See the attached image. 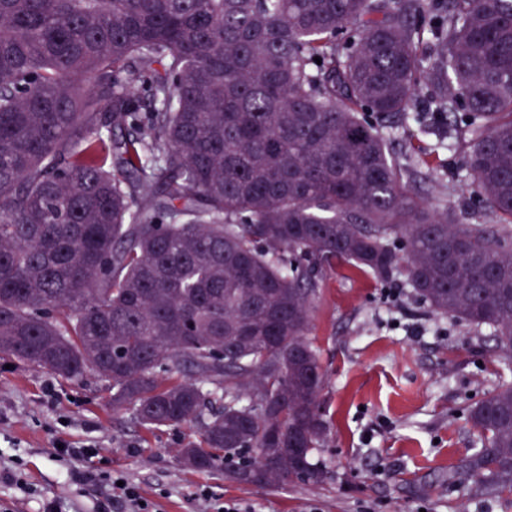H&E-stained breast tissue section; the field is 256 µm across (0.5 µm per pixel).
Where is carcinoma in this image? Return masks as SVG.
Returning <instances> with one entry per match:
<instances>
[{
	"label": "carcinoma",
	"instance_id": "obj_1",
	"mask_svg": "<svg viewBox=\"0 0 512 512\" xmlns=\"http://www.w3.org/2000/svg\"><path fill=\"white\" fill-rule=\"evenodd\" d=\"M397 116L468 134L497 229L414 190ZM337 262L512 355V0H0L1 354L203 422L193 469L319 483L309 330ZM468 420L458 479L512 490V383Z\"/></svg>",
	"mask_w": 512,
	"mask_h": 512
}]
</instances>
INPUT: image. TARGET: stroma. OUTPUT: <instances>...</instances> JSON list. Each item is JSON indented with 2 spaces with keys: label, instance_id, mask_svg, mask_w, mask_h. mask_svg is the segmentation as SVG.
<instances>
[{
  "label": "stroma",
  "instance_id": "stroma-1",
  "mask_svg": "<svg viewBox=\"0 0 512 512\" xmlns=\"http://www.w3.org/2000/svg\"><path fill=\"white\" fill-rule=\"evenodd\" d=\"M409 165L416 188L465 212L469 224L493 227L471 186L463 151H431L414 130ZM309 337L326 372L320 412L328 426L312 455L324 482L241 487L223 469L183 466L178 448L199 441L202 426L154 427L132 411L113 410L107 383L94 375L69 380L0 359V512H128L122 499L73 483L58 442L92 448L95 469L138 485L158 512H206L202 493L240 503L244 512H512V494L480 493L452 476L481 434L468 409L502 381L512 357L500 355L491 329L432 314L402 278L380 281L348 264L325 269Z\"/></svg>",
  "mask_w": 512,
  "mask_h": 512
}]
</instances>
